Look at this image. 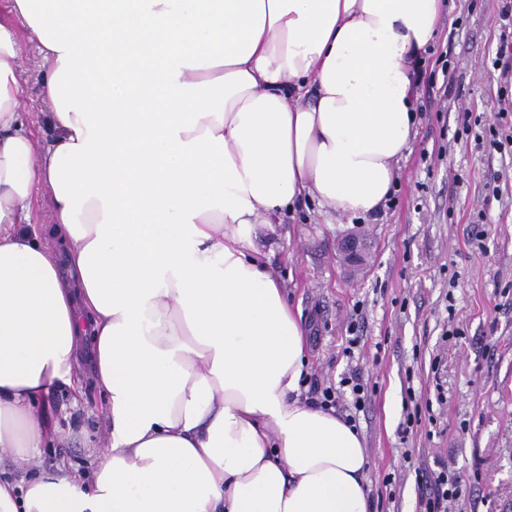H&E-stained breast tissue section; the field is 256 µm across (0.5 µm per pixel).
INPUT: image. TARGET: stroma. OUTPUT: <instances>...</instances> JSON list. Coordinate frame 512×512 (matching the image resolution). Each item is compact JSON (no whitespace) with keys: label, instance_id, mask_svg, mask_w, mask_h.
<instances>
[{"label":"stroma","instance_id":"obj_1","mask_svg":"<svg viewBox=\"0 0 512 512\" xmlns=\"http://www.w3.org/2000/svg\"><path fill=\"white\" fill-rule=\"evenodd\" d=\"M502 0H446L422 52L416 135L396 165L389 205L372 216L325 214L316 204L285 216L271 259L308 330L306 384L337 386L358 371L369 399L356 425L369 450L373 512H419L422 471L459 473L466 493L452 512H512V148L476 146L497 121L503 82L492 66ZM22 110L37 148L53 138L40 86L45 62L21 37ZM454 62L449 93L427 79L438 57ZM470 134H463V126ZM368 245L363 273L338 259L347 233ZM359 339L346 354L349 339ZM83 396L42 407L62 431L35 465L87 470L106 444L102 395L77 359ZM421 418L404 423L407 406Z\"/></svg>","mask_w":512,"mask_h":512}]
</instances>
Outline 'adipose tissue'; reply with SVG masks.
Instances as JSON below:
<instances>
[{"instance_id": "ef3b65f1", "label": "adipose tissue", "mask_w": 512, "mask_h": 512, "mask_svg": "<svg viewBox=\"0 0 512 512\" xmlns=\"http://www.w3.org/2000/svg\"><path fill=\"white\" fill-rule=\"evenodd\" d=\"M443 4L14 0L41 151L0 16V463L54 445L38 406L84 342L108 429L89 475L0 479V512H370L364 439L302 400L307 330L261 254L306 201L384 205ZM14 24L20 32L18 44L19 65L22 72V112L32 131L38 149L44 148L53 138L54 132L49 123L50 108L42 99L40 86L45 62L38 44L25 34V25L21 18L13 17Z\"/></svg>"}]
</instances>
